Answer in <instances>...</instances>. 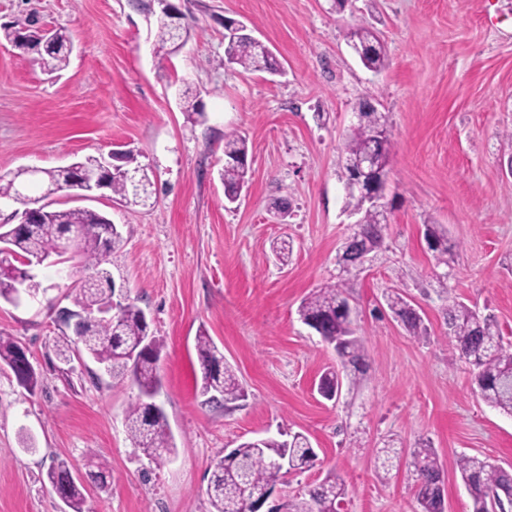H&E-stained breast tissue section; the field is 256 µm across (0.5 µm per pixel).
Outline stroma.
<instances>
[{"mask_svg": "<svg viewBox=\"0 0 512 512\" xmlns=\"http://www.w3.org/2000/svg\"><path fill=\"white\" fill-rule=\"evenodd\" d=\"M191 25L175 54L155 44L157 0H0V26L37 16L65 29L74 49L62 75L0 41V172L55 168L130 149L153 174L148 207L116 205L104 193L60 207L103 212L120 229L124 279L163 340L164 410L177 445L154 465L125 426L136 387L113 381L93 360L58 359L71 334L59 318L83 272L41 267L37 300L0 303V332L26 347L35 393L0 368V512H64L47 480L66 460L85 475L87 452L107 460V488L88 487L86 512H210L206 487L225 450L278 431L306 435L313 467L289 475L271 498L342 478L341 512H415L405 467L378 478L375 456L430 441L443 467L447 512H469L460 455L512 467V417L475 391L452 351L437 277L452 297L493 314L512 345V0H172ZM246 23L276 56L279 74L228 65L224 20ZM380 35L388 65L367 70L344 33ZM192 91L204 119L190 124L179 96ZM389 115L394 148L384 247L348 274L349 302L366 370L339 399L320 396L321 374L339 368L332 346L297 314L303 298L335 282L336 254L350 234L344 211L343 143L360 101ZM244 137L248 183L224 198V139ZM288 216L278 221L275 203ZM442 225L452 252L437 267L424 226ZM293 243L288 264L271 253ZM398 289L424 319L429 340L409 335L382 295ZM206 330L236 371L243 400L216 405L200 393L195 337Z\"/></svg>", "mask_w": 512, "mask_h": 512, "instance_id": "stroma-1", "label": "stroma"}]
</instances>
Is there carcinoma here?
<instances>
[{"label": "carcinoma", "mask_w": 512, "mask_h": 512, "mask_svg": "<svg viewBox=\"0 0 512 512\" xmlns=\"http://www.w3.org/2000/svg\"><path fill=\"white\" fill-rule=\"evenodd\" d=\"M157 38L160 47L175 53L186 43L190 26H175L170 15L163 12L156 18ZM54 47L44 53L40 68L51 72L63 71L72 52V42L65 30H54ZM227 40L225 55L229 63L244 70H270L275 60L248 37L224 36ZM347 42L369 50L360 57L369 70L379 72L387 66V55L378 35L369 27L361 26L346 33ZM183 112L187 119L197 122L204 117L198 102L183 93ZM360 118L344 143L345 160H354L370 151L375 164L366 179L374 187L386 189L389 177V160L392 152V136L376 138L377 133L389 130L387 116L372 106L359 105ZM248 147L246 139L233 136L224 140V157L227 164L221 172L224 196L234 201L246 184ZM126 170L143 176L145 185L140 191L120 177H105L103 187L112 192L114 199H126L130 205L145 206L151 199L153 179L147 165L138 155L128 151L124 155ZM78 169L70 167L45 168L35 178L19 168L0 174V198H15L16 188L39 186V199L48 208L37 224L21 225L10 238L11 253L0 269V301L14 302L19 289L31 296L42 290L38 276L19 280L8 265H19V259L51 256L56 263L78 260L85 271V281L71 289L70 297L79 311L87 314L97 309L112 296V267L123 248V237L103 213L84 207L57 208L53 196L74 186ZM346 208L361 213V223L353 235L363 251L377 252L383 244V218L375 209L365 207L363 199L346 193ZM76 232V242L69 248L62 242L69 231ZM430 250L435 253L437 264L448 265V238L437 224L425 225ZM448 274L438 277L446 305L448 336L459 359L472 367L474 382L481 398L501 413L512 416V349L504 345L493 315L479 311L451 297L447 286ZM347 283L340 277L302 300L298 314L301 321L310 326L323 341L337 348L345 376L350 382L357 380L362 371L365 348L355 336L354 317L350 314L349 299L345 296ZM385 301L394 318L414 336L427 335L421 315L412 304L396 292L386 293ZM77 311V312H79ZM77 312L64 310V322L77 316ZM76 340L67 337L55 341L56 354L68 361L72 345L78 343L94 361L105 365L114 380L129 381L139 390L138 401L131 405L125 417L126 430L134 447L156 464L162 463L175 451V443L169 431L164 411L148 402L154 391L160 388L157 375L163 342L149 335L145 312L128 298L117 304V311L110 320L81 319L74 323ZM21 344L15 338L0 333V365L7 366L20 385L29 391L38 386L35 369H22L16 365ZM196 351L202 369L201 392L230 403L246 396L235 370L224 362V353L205 332L196 336ZM340 375L334 370L324 372L319 379L320 389L326 399H332L339 385ZM315 457L307 437L290 433L288 439L258 437L240 443L233 453L217 460L212 468L206 489L212 512H254L251 499L265 488H275L285 482L290 473L308 469ZM400 453L394 448H382L376 456V467L389 473L399 465ZM87 476L102 487L107 485L110 470L94 453L86 456ZM409 476L414 481L415 496L420 512H444L441 493L442 467L433 448L420 443L409 452L405 461ZM457 471L472 502L470 512H512V470L497 464L489 457L461 455ZM47 478L58 494L64 496L71 512H84L85 487L70 477L65 460L57 461L48 471ZM346 496L343 481L334 478L319 484L308 485L296 497L288 500V512H338Z\"/></svg>", "instance_id": "obj_1"}]
</instances>
